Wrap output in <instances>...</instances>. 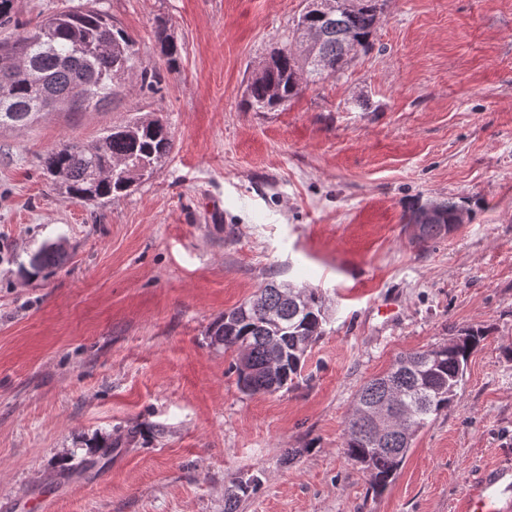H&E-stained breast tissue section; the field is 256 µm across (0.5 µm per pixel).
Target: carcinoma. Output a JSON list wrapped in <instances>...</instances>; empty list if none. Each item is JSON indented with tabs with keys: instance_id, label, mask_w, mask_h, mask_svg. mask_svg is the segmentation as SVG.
Here are the masks:
<instances>
[{
	"instance_id": "1",
	"label": "carcinoma",
	"mask_w": 512,
	"mask_h": 512,
	"mask_svg": "<svg viewBox=\"0 0 512 512\" xmlns=\"http://www.w3.org/2000/svg\"><path fill=\"white\" fill-rule=\"evenodd\" d=\"M307 0L288 36L248 85L249 105L272 110L296 97L310 83L332 78L349 62L342 40L350 37L360 48L370 45L384 0H361L347 8L325 14L310 8ZM13 0H0V27L13 30L0 40V128L26 127L48 112H82L116 96L129 79L156 93L161 71L138 56L136 41L97 6V0H80L53 12L28 27L13 21ZM309 28L323 36L318 49L327 68L306 64L298 40ZM162 61L170 66L178 46L165 24L155 30ZM173 147L170 126L159 118L133 117L106 130L98 141L85 146L72 137L47 151L43 174L68 197L86 204L110 202L128 193L150 176L155 165ZM462 204L450 197L438 202L437 221L427 224L420 241L440 239ZM61 250L43 245L29 260L35 272L60 264ZM261 306L246 301L226 312L209 329L211 344L236 354L244 351L253 369L254 388L249 394L265 393L271 384L280 391L295 384L308 349L324 335L326 314L323 297L314 288L291 282L271 281L259 288ZM484 339V332L470 329L464 339L448 349L429 347L398 356L384 374L367 380L358 391L356 409L346 428L347 456L369 471L372 489L383 492L403 465L411 444L402 436L378 437L373 433L365 409L388 404L393 427L416 433L428 420L448 409L463 378L468 360ZM282 351L277 378L269 374L271 344ZM255 484L240 482L224 499V512H237L241 495Z\"/></svg>"
}]
</instances>
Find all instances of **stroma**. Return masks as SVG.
<instances>
[{
	"mask_svg": "<svg viewBox=\"0 0 512 512\" xmlns=\"http://www.w3.org/2000/svg\"><path fill=\"white\" fill-rule=\"evenodd\" d=\"M159 64L102 106L0 129V512H455L512 467V0H387L367 49L274 112L247 85L305 0H99ZM168 121L152 177L101 206L41 159L131 117ZM470 213L418 244L412 206ZM63 262L26 272L42 245ZM331 314L289 390L242 393L210 324L267 280ZM481 327L453 404L382 494L343 448L360 386ZM118 442L82 470L96 444ZM154 35L162 61L168 66L174 64L178 56V46L168 34L166 25L159 24Z\"/></svg>",
	"mask_w": 512,
	"mask_h": 512,
	"instance_id": "1",
	"label": "stroma"
}]
</instances>
